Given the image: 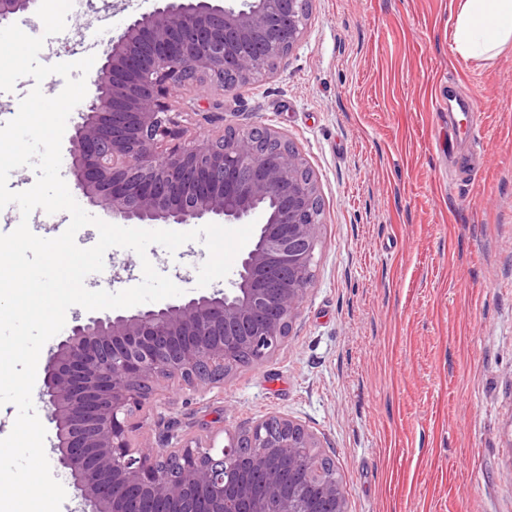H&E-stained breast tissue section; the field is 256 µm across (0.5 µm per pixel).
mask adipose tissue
<instances>
[{"label": "adipose tissue", "mask_w": 512, "mask_h": 512, "mask_svg": "<svg viewBox=\"0 0 512 512\" xmlns=\"http://www.w3.org/2000/svg\"><path fill=\"white\" fill-rule=\"evenodd\" d=\"M512 46V0H458L451 49L465 59H492Z\"/></svg>", "instance_id": "1"}]
</instances>
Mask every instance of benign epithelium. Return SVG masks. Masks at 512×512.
Instances as JSON below:
<instances>
[{
  "instance_id": "1",
  "label": "benign epithelium",
  "mask_w": 512,
  "mask_h": 512,
  "mask_svg": "<svg viewBox=\"0 0 512 512\" xmlns=\"http://www.w3.org/2000/svg\"><path fill=\"white\" fill-rule=\"evenodd\" d=\"M34 0H0V22ZM310 0H156L103 53L71 136L88 202L124 224H240L263 215L235 287L135 312L89 316L49 357L43 395L78 512H347L316 434L271 414L216 445L135 447L129 419L160 381L224 379L283 343L313 278L323 212L314 173L269 127L227 125L183 141L173 90L230 93L301 41Z\"/></svg>"
}]
</instances>
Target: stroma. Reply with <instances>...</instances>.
Instances as JSON below:
<instances>
[{
	"mask_svg": "<svg viewBox=\"0 0 512 512\" xmlns=\"http://www.w3.org/2000/svg\"><path fill=\"white\" fill-rule=\"evenodd\" d=\"M154 0H73L53 62L77 36L109 43ZM453 0H312L299 45L232 94L210 83L174 93L188 136L266 124L318 180L323 223L314 277L285 342L260 365L193 389L170 380L130 419L135 445L207 442L280 413L320 439L349 512H512V49L492 60L451 50ZM473 102L486 153L451 174L435 144L448 98ZM200 241L146 259L185 297L199 288ZM142 258L112 248L86 287L118 292ZM32 398L54 477L56 429Z\"/></svg>",
	"mask_w": 512,
	"mask_h": 512,
	"instance_id": "35a3bbf8",
	"label": "stroma"
}]
</instances>
